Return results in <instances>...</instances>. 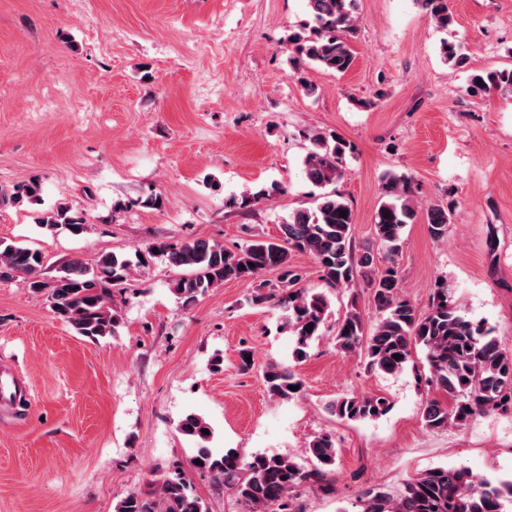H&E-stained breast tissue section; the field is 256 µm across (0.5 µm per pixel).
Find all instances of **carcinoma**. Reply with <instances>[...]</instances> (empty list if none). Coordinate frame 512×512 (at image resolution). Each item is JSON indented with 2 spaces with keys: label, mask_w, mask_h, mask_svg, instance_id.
Listing matches in <instances>:
<instances>
[{
  "label": "carcinoma",
  "mask_w": 512,
  "mask_h": 512,
  "mask_svg": "<svg viewBox=\"0 0 512 512\" xmlns=\"http://www.w3.org/2000/svg\"><path fill=\"white\" fill-rule=\"evenodd\" d=\"M357 0H306L309 20L288 34L295 74L308 65L336 74L350 70L354 54L349 39L356 32ZM435 22L446 28L453 23L448 0H416ZM445 61L461 66L467 60L462 44L441 46ZM468 90L472 94L491 90L512 94V69L474 74ZM303 157L306 178L319 190L313 206L301 207L280 224L274 241L252 239L233 248L197 238L160 239L148 253L161 257L184 273L170 281V290L185 306L192 305L227 281L256 285L253 304H271L285 312L284 328L292 336L291 362H271L263 370L270 395L291 400L303 391V381L294 366L305 361L311 344L323 335L330 309L325 292L300 286L301 277L289 266L291 254L306 253L316 262L321 280L336 292L363 280L377 312L375 322L365 324L356 301L336 324L334 344L344 354L364 358L367 367L392 375L408 368L412 350L420 349L427 368L426 382L443 398L428 400L421 420L426 429L460 427L476 417L512 411V352L505 350L493 330L471 320L448 282L441 280L430 296L425 313L403 295L396 258L404 229L418 218L411 178L388 173L383 176V198L374 216L380 254L371 248L356 249L353 211L350 203L333 188L346 171L351 144L336 133H316ZM347 212L341 216L340 211ZM430 236L448 238L453 210L431 205L425 215ZM49 229L63 227L82 234L86 225L70 215V208L38 219ZM41 252L29 246L0 240V277L24 276L33 293L46 298L51 313L74 331L91 340L112 337L119 326L113 289L127 280L134 265L128 256L115 252L99 254L87 265L70 259L49 280L41 277ZM280 271L279 281L259 280L267 269ZM401 358L396 359L394 355ZM337 417L361 422L388 414L392 402L376 394H346L330 404ZM209 430V434L202 430ZM179 432L192 445L188 468L175 465L143 493L131 492L115 505V512H209L192 488L188 470L208 473L215 483L235 492L243 512H299L293 499L298 488L316 483L328 493L333 487L326 476L336 464V441L331 435L315 437L306 454L310 466L281 454L255 453L246 458L235 448H214V430L206 419L188 413L178 423ZM202 464H195V460ZM362 512H512V477L478 474L466 467L439 466L408 482L397 493L370 487L362 493Z\"/></svg>",
  "instance_id": "cac0c4a2"
}]
</instances>
